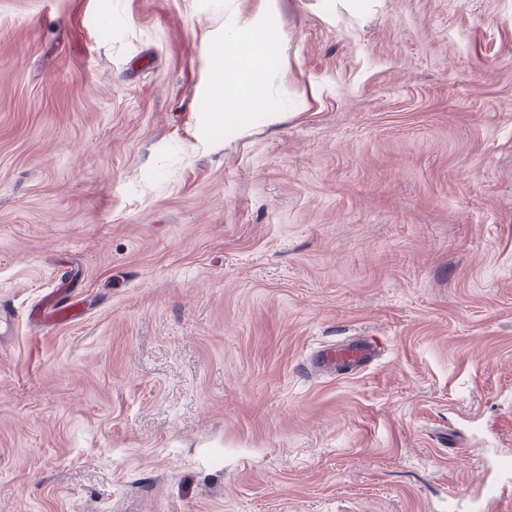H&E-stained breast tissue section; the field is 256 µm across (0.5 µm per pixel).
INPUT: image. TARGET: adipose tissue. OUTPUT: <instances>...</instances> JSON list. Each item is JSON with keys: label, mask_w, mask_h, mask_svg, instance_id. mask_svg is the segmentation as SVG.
I'll use <instances>...</instances> for the list:
<instances>
[{"label": "adipose tissue", "mask_w": 512, "mask_h": 512, "mask_svg": "<svg viewBox=\"0 0 512 512\" xmlns=\"http://www.w3.org/2000/svg\"><path fill=\"white\" fill-rule=\"evenodd\" d=\"M224 47L221 40L212 47L205 87V94L212 103L204 117L205 129L218 134L228 125L248 127L251 110L261 105L253 89V76L268 61L262 50L229 58Z\"/></svg>", "instance_id": "1"}]
</instances>
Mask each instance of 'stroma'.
Here are the masks:
<instances>
[{
	"mask_svg": "<svg viewBox=\"0 0 512 512\" xmlns=\"http://www.w3.org/2000/svg\"><path fill=\"white\" fill-rule=\"evenodd\" d=\"M268 26L281 121L199 136L213 36ZM58 282L86 315L29 325ZM1 303L0 512H472L512 461V0H0ZM376 342L348 341L316 351L309 360L312 369L332 374H354L371 365L380 353Z\"/></svg>",
	"mask_w": 512,
	"mask_h": 512,
	"instance_id": "1",
	"label": "stroma"
}]
</instances>
